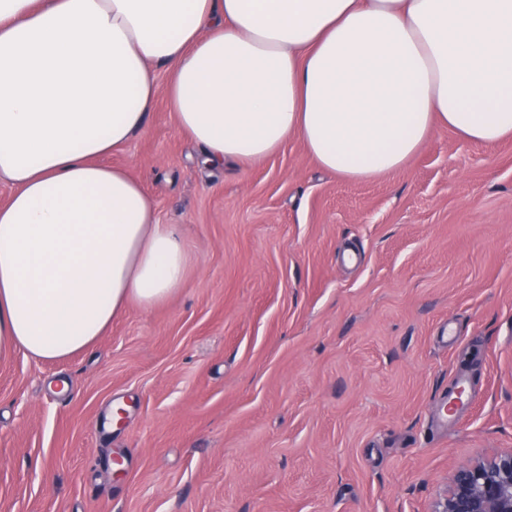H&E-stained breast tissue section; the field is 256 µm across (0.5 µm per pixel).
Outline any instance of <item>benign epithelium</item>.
<instances>
[{"instance_id":"obj_1","label":"benign epithelium","mask_w":512,"mask_h":512,"mask_svg":"<svg viewBox=\"0 0 512 512\" xmlns=\"http://www.w3.org/2000/svg\"><path fill=\"white\" fill-rule=\"evenodd\" d=\"M435 512H512V449L458 469Z\"/></svg>"}]
</instances>
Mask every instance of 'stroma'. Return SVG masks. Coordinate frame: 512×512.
<instances>
[{
  "mask_svg": "<svg viewBox=\"0 0 512 512\" xmlns=\"http://www.w3.org/2000/svg\"><path fill=\"white\" fill-rule=\"evenodd\" d=\"M200 153L161 97L108 156L189 272L88 352L0 357V512H432L456 467L512 448V139L439 130L360 182L296 137ZM460 373L471 403L436 428Z\"/></svg>",
  "mask_w": 512,
  "mask_h": 512,
  "instance_id": "35a3bbf8",
  "label": "stroma"
}]
</instances>
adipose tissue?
Masks as SVG:
<instances>
[{"label": "adipose tissue", "instance_id": "adipose-tissue-1", "mask_svg": "<svg viewBox=\"0 0 512 512\" xmlns=\"http://www.w3.org/2000/svg\"><path fill=\"white\" fill-rule=\"evenodd\" d=\"M161 90L207 166L296 137L368 180L438 129L512 139V0H0V356L68 358L184 281L177 227L103 162Z\"/></svg>", "mask_w": 512, "mask_h": 512}]
</instances>
